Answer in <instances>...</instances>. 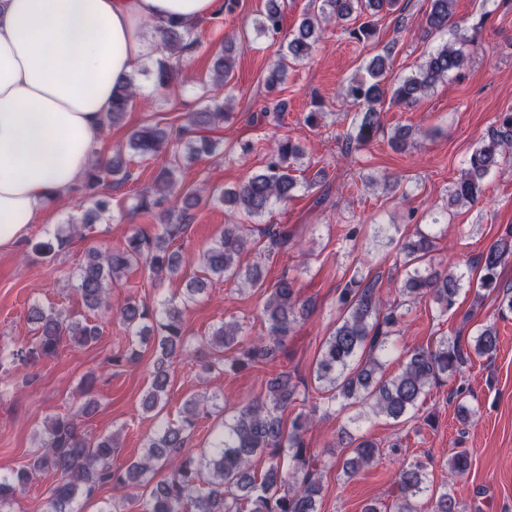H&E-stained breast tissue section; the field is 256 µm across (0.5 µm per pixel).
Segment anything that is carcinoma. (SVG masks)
Returning <instances> with one entry per match:
<instances>
[{
	"label": "carcinoma",
	"instance_id": "1",
	"mask_svg": "<svg viewBox=\"0 0 512 512\" xmlns=\"http://www.w3.org/2000/svg\"><path fill=\"white\" fill-rule=\"evenodd\" d=\"M402 0H311L295 32H283L282 14L277 0H267L266 10L255 20L261 35L279 42L267 88L276 90L284 83L290 65L310 57L322 39L329 23L340 25L341 31L357 42H369L377 35L371 18L385 11L404 10ZM456 0H430L426 16L428 31L441 33L457 28L453 22ZM161 43L170 55L180 54L197 40L190 29H165L159 32ZM237 45L232 38L211 59L212 81L219 85L229 77ZM392 49L376 55L368 68V78L352 79L345 88L351 103L357 106L353 129L337 135L345 155L359 150L374 140L382 130L378 109L385 99L398 104L417 101L449 75L461 71L467 56L451 41H445L429 52L416 72L394 85H386L385 73ZM174 66L167 60L155 62L153 75L159 85L173 79ZM137 95V86L127 79L116 87L102 126H114L122 119L130 101ZM224 102L213 101L199 112H191L187 124L177 129L166 126H145L133 131L126 149L135 155H154L162 149L171 151L166 165L152 177L150 186L135 196L134 208L145 214L158 215L161 232L149 236L132 232L120 250L90 249L69 281L91 311L115 307L116 316L134 340L129 351L109 358V363H136L141 347L154 351L152 382L143 407L160 413L165 406L169 374L175 361L190 356L183 328L182 310L171 301L158 307L128 296L112 302V289L119 286L124 275L135 265L145 264L155 278L161 280L178 275L187 264L186 255L171 249V244L185 230L190 210L201 202L196 189L183 187L178 174L180 161L201 153L210 154L215 145L197 136L224 122ZM498 127L488 140L481 142L470 154L467 167L450 191L453 204L475 203L483 195V182L490 170L512 158V111L498 116ZM303 155L300 146L288 138L275 142L261 171L244 179L236 188L223 192L216 200L232 213L251 219L286 202L296 187V179L288 172L289 160ZM125 160L123 148L106 159L91 163L85 183L91 190L93 208L86 211L80 224L71 223L53 237L38 241L34 250L51 257L64 250L71 236L100 220L110 207V200L95 193L105 183L121 185L137 182ZM245 224H226L224 232L198 258L202 274L186 282L189 299L204 292L210 277L233 278L249 289L264 286V263L243 265L242 257L250 245L261 243L263 258L292 248L288 230L276 224L257 228L258 238ZM433 248L427 234L402 244L406 278L400 286L403 304L429 300L440 312L448 313L463 286L464 275L431 273L424 266ZM512 255V236L493 243L476 261L480 269L477 290L502 291L501 310L512 313V287L501 289L498 269L505 257ZM341 315L336 328L323 343L315 362L314 376L320 389L328 393L330 402L341 398L348 404L363 402L376 414L399 420L416 407L426 389L443 376L457 374L469 358L467 346L460 340L442 336L432 348H417L406 356L399 373L389 379L382 376L383 358L390 338L399 333L405 312L401 307L387 306L376 283L352 279L338 298ZM310 306L300 300L293 279L286 276L273 286L263 308L266 333L246 345L239 344L241 326L224 322L209 334L212 356L202 365L210 372L229 365L242 370L258 362L273 363L285 346L295 326L308 315ZM31 319L37 324V336L9 352L0 350V369L32 367L54 356L67 338L78 346L98 340L100 327L88 318L64 316L58 311L35 308ZM497 331L484 327L475 337L474 352L493 358L497 351ZM94 377L85 378L80 406L88 416L98 408L92 395ZM299 385L288 372H281L267 382L262 399L248 404L224 417V430L214 436L210 446L200 452L189 445L198 424L223 411L212 397L187 400L177 422H167L146 443L141 457L120 465L114 462L115 440L111 435L92 438L80 429L77 416L56 414L45 419L39 450L29 463L16 471L0 476V512H21L19 495L40 475L51 473L57 483L46 500L44 512H81V499H89L105 486L116 490L138 488L154 483L148 496L137 501V512H317L316 503L322 492L323 467L307 453L304 435L313 422L318 407L299 412L289 428L282 425V414L298 400ZM380 449L368 440L359 441L344 455L341 470L350 476L373 462ZM262 470H256L258 463ZM470 453L461 448L450 453L446 465L452 475H462L470 467ZM397 494L392 504L380 509L375 504L364 512H418L417 497L429 490L426 465L416 461L403 466L395 480ZM432 512H461L457 499L443 487L431 496Z\"/></svg>",
	"mask_w": 512,
	"mask_h": 512
}]
</instances>
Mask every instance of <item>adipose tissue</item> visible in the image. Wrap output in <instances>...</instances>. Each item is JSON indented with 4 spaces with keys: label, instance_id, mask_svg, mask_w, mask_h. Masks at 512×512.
Returning <instances> with one entry per match:
<instances>
[{
    "label": "adipose tissue",
    "instance_id": "adipose-tissue-1",
    "mask_svg": "<svg viewBox=\"0 0 512 512\" xmlns=\"http://www.w3.org/2000/svg\"><path fill=\"white\" fill-rule=\"evenodd\" d=\"M216 0H0V253L85 176L112 91Z\"/></svg>",
    "mask_w": 512,
    "mask_h": 512
}]
</instances>
